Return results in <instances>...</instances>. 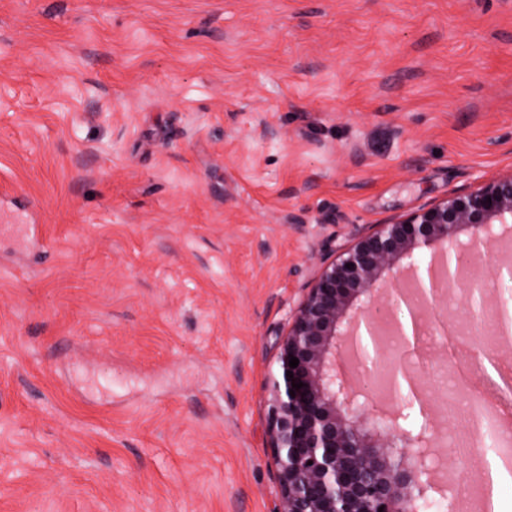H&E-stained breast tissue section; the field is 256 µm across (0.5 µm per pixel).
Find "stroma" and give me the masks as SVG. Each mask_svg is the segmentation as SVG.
Wrapping results in <instances>:
<instances>
[{"instance_id":"obj_1","label":"stroma","mask_w":512,"mask_h":512,"mask_svg":"<svg viewBox=\"0 0 512 512\" xmlns=\"http://www.w3.org/2000/svg\"><path fill=\"white\" fill-rule=\"evenodd\" d=\"M509 171L512 0H0V512H277L320 258Z\"/></svg>"}]
</instances>
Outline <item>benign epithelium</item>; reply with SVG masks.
Wrapping results in <instances>:
<instances>
[{"label": "benign epithelium", "mask_w": 512, "mask_h": 512, "mask_svg": "<svg viewBox=\"0 0 512 512\" xmlns=\"http://www.w3.org/2000/svg\"><path fill=\"white\" fill-rule=\"evenodd\" d=\"M512 224V170L374 224L318 273L275 344L276 369L266 382L265 433L279 487L278 512H418L437 493L453 504V486L435 479L436 431L428 420L407 429L405 396L392 393L387 412L357 389L345 365H379L386 346L375 312L382 292L408 271L413 297L441 303L448 277L438 260L491 252ZM467 239H461L462 232ZM295 357L299 364L290 368ZM293 377H287V372ZM303 387L290 395L292 384Z\"/></svg>", "instance_id": "obj_1"}]
</instances>
